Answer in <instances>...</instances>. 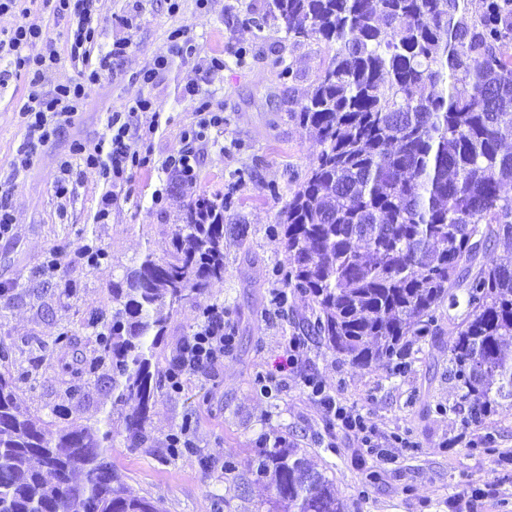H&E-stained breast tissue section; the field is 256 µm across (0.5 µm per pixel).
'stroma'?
I'll use <instances>...</instances> for the list:
<instances>
[{"label": "stroma", "instance_id": "35a3bbf8", "mask_svg": "<svg viewBox=\"0 0 512 512\" xmlns=\"http://www.w3.org/2000/svg\"><path fill=\"white\" fill-rule=\"evenodd\" d=\"M265 2L179 0L174 13L169 0H102L103 40L127 42L126 53L89 88L82 111L60 139L38 151L11 195L13 235L0 240V345L9 349L18 393L46 420L55 404L67 403L73 425L110 410L108 378L85 379L72 399L66 391L72 369L98 354L92 321L111 310L113 281L145 251L162 255L165 233L184 205L225 195L233 199L225 223L248 225V235L240 241L225 234L223 282L171 319L161 358H172L200 311L214 304L223 306L235 344L223 362L191 376L180 391L162 385L145 445L112 449L117 472L134 492L162 498L166 512H260L265 490L244 484L241 472L225 471L224 458L231 453L246 464L255 448L281 437L326 472L349 512H512V407L483 424H464L469 404L448 378L455 327L467 311L464 290H457L456 305L439 309L442 333L435 344L412 351L408 370L399 375L383 362L354 365L307 336L310 310L302 298L274 303L289 266L274 242L277 216L289 187L305 177L320 150L293 111L330 54L322 43L295 44L275 28H250L248 19ZM177 28L186 33L189 53L168 52V36ZM164 53L166 69L143 83L142 71ZM216 55L224 58L223 70L208 68ZM278 59L291 66L292 77H278ZM25 93L21 78L0 91V180L9 176L23 139L15 110ZM139 97L162 108L160 117L138 116L139 127L158 126L147 141L154 163L131 172L108 220L100 223L95 213L103 181L97 170L74 162L76 192L67 201L55 197L52 183L74 142L95 141L106 112ZM203 104L223 113L224 127L186 143L182 131L199 121ZM188 147L199 157L196 181L173 182L157 164ZM159 189L165 198L157 204ZM88 245L102 248L105 259L91 267L73 265ZM51 249L59 257L53 272L43 264ZM62 275L73 281L72 293L57 288ZM63 332L73 336L74 346H55ZM292 338L300 340L302 355L283 373L279 366ZM261 373L272 377L265 395L256 380ZM309 378L338 405L368 419L389 459L336 428L306 386ZM186 419L196 448L176 457L168 439Z\"/></svg>", "mask_w": 512, "mask_h": 512}]
</instances>
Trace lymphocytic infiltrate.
<instances>
[{
	"instance_id": "obj_1",
	"label": "lymphocytic infiltrate",
	"mask_w": 512,
	"mask_h": 512,
	"mask_svg": "<svg viewBox=\"0 0 512 512\" xmlns=\"http://www.w3.org/2000/svg\"><path fill=\"white\" fill-rule=\"evenodd\" d=\"M41 2L43 10L53 18L68 19L67 49L71 59L84 62L85 68L80 79L60 82L52 90L43 91L45 75L59 58L57 44L42 22L31 20V9L25 0H0V13L13 12L22 17L13 27L0 30V88H7L13 78H24L27 83V94L16 111L24 137L5 189L0 192V239L13 233L16 219L9 198L29 169L34 153L56 141L83 108L88 88L127 49L126 43L117 42L99 59H92L91 53L102 39L99 0ZM157 109V104L148 98L125 103L107 114L105 131L95 142L74 144L73 155L87 167L99 169L104 180L105 191L96 212L98 221L108 220L131 171L146 163L141 137L133 124L138 113ZM212 311L213 319L198 325L178 349L179 369L170 378L173 390L181 389L183 375L210 371L235 341L232 330L224 325L223 307L213 306ZM312 392L320 397L339 430L357 437L364 445H371L374 431L361 413L336 405L320 386H313Z\"/></svg>"
}]
</instances>
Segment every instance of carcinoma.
I'll use <instances>...</instances> for the list:
<instances>
[{
    "label": "carcinoma",
    "mask_w": 512,
    "mask_h": 512,
    "mask_svg": "<svg viewBox=\"0 0 512 512\" xmlns=\"http://www.w3.org/2000/svg\"><path fill=\"white\" fill-rule=\"evenodd\" d=\"M332 51L295 117L322 146L278 215L288 252L282 288L310 302L307 334L356 365L408 368L414 345L441 331L437 310L457 303L449 376L483 423L512 407V0H267L249 19ZM226 198H201L112 285V313L95 321L99 356L70 393L111 371L106 415L51 435L0 371V512H163L111 462L115 443L149 439L160 388L157 354L172 317L224 281ZM482 263H476L477 259ZM249 472L267 512H346L333 481L281 440L256 450Z\"/></svg>",
    "instance_id": "1"
}]
</instances>
